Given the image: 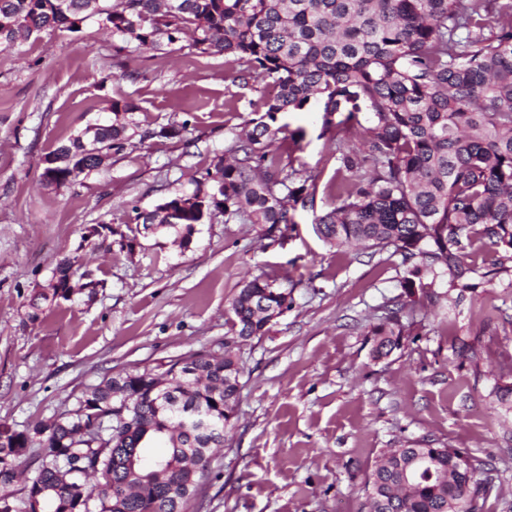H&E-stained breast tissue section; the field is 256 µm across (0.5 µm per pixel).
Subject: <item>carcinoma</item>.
Wrapping results in <instances>:
<instances>
[{"instance_id": "carcinoma-1", "label": "carcinoma", "mask_w": 512, "mask_h": 512, "mask_svg": "<svg viewBox=\"0 0 512 512\" xmlns=\"http://www.w3.org/2000/svg\"><path fill=\"white\" fill-rule=\"evenodd\" d=\"M140 56L187 41L198 57L224 56L237 79L273 91L254 103L251 134L231 140L191 192L132 207L143 228L190 241L194 226L218 214L224 223H295L314 208L316 183L295 156L301 130L279 116L315 104L321 136L336 141L330 205L315 231L332 247L363 244L402 257V287L471 288L484 274L470 248L488 245L496 264L512 263V0H0V46L20 47L41 33L74 32L91 17ZM494 26L486 25V18ZM112 120L83 130L44 157L43 186L88 176L124 156L135 141L182 138L186 123L143 129L130 101H112ZM362 126L361 146L340 133ZM288 133V163L273 149ZM180 205L176 222L167 206ZM72 261L52 271L55 285L30 307L68 300ZM290 292L255 277L230 303L240 337L270 331L268 311L288 310ZM405 305H385L373 326L371 357L380 360L413 335ZM224 357L192 352L163 373L148 366L105 377L71 413L38 424L34 434L0 425V512H188L211 470L210 449L224 447L232 426L240 369ZM200 408L203 426L179 413ZM39 437L44 448L24 499L11 485L19 461ZM433 462L400 480L416 455ZM136 459V473L124 461ZM484 473V478L477 473ZM470 487L469 512H483L494 488L484 462L446 444L385 448L368 475L369 512H444Z\"/></svg>"}]
</instances>
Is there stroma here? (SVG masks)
Returning <instances> with one entry per match:
<instances>
[{"label":"stroma","mask_w":512,"mask_h":512,"mask_svg":"<svg viewBox=\"0 0 512 512\" xmlns=\"http://www.w3.org/2000/svg\"><path fill=\"white\" fill-rule=\"evenodd\" d=\"M113 39L87 20L78 33H44L0 49V425L32 432L70 413L104 377L137 367L165 370L190 352L223 354L233 340L240 390L233 426L191 512H365L364 484L384 448L444 442L493 470L484 512H512V408L493 394L512 366V271L454 300L415 293L414 336L385 359L368 333L381 307L405 293L400 254L336 252L316 234L312 211L294 228L196 225L190 244L130 223L126 206L150 210L249 130L262 84L235 80L224 57L171 47L119 65ZM115 99L137 107L142 127L187 121L185 142L153 138L97 175L55 192L42 160L59 142L106 116ZM303 130L301 157L325 209L336 171L311 107L283 114ZM113 234L84 242L85 227ZM131 239L132 249L120 247ZM77 257L71 300L29 302L57 262ZM264 275L292 305L265 336L234 338L229 306ZM99 280L87 290L86 279ZM498 305L492 323L477 311ZM482 354L471 362L466 350Z\"/></svg>","instance_id":"stroma-1"}]
</instances>
